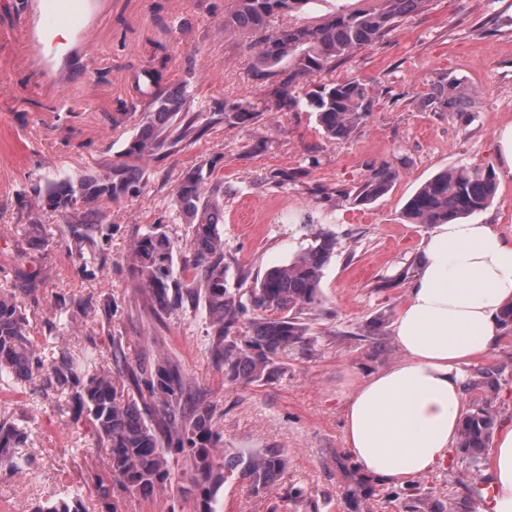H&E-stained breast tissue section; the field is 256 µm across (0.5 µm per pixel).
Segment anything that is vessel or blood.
Listing matches in <instances>:
<instances>
[{
    "instance_id": "obj_1",
    "label": "vessel or blood",
    "mask_w": 512,
    "mask_h": 512,
    "mask_svg": "<svg viewBox=\"0 0 512 512\" xmlns=\"http://www.w3.org/2000/svg\"><path fill=\"white\" fill-rule=\"evenodd\" d=\"M100 5L101 0H32L30 14L6 37L16 49L14 65L28 69L43 89L65 99L66 64L89 47Z\"/></svg>"
}]
</instances>
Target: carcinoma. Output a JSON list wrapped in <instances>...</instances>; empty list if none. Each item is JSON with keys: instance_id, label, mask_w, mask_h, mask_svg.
I'll use <instances>...</instances> for the list:
<instances>
[{"instance_id": "obj_1", "label": "carcinoma", "mask_w": 512, "mask_h": 512, "mask_svg": "<svg viewBox=\"0 0 512 512\" xmlns=\"http://www.w3.org/2000/svg\"><path fill=\"white\" fill-rule=\"evenodd\" d=\"M309 0H236V9L224 19V28L241 34L268 29L282 12L300 9ZM424 0H380L348 13L334 14L318 25L283 29L257 43L253 67L261 72L288 61V78L270 91L275 107L288 110L298 101L285 86L313 76L338 57L365 49L391 32L399 19L419 10ZM169 63L168 55L154 57L152 65L136 78L134 90L147 96L157 87ZM453 83L440 84L429 94L435 108L453 112L462 102ZM307 104L329 141L343 140L372 110L369 85L345 80L307 93ZM155 110L146 113L143 130L112 164V175L82 177L75 183H51L39 195L38 208L68 211L82 204L78 235L93 239L102 229L96 203L112 200L138 186L144 176L140 162L183 141L196 138L198 116L180 95L153 98ZM213 111L224 121L245 124L256 117L254 108L240 102L217 100ZM398 171L383 164L371 171L358 198L369 201L388 191ZM495 192L493 175L479 168L442 172L426 181L406 202L404 217L411 224H445L485 208ZM178 210L189 224L191 238L183 271L185 281L172 277L173 244L164 224H147L138 230L130 251L132 272L148 289L160 312H175L183 301L202 304L213 328L210 351L224 363V379L231 384H271L288 372V359L311 349L315 339L303 312L322 305L323 270L330 261L336 238L325 231L311 234L312 241L288 263L268 269L248 296L226 286L224 237L219 218L224 213L207 187L203 169L188 175L174 189ZM383 320L375 317L364 325V337L377 343L386 339ZM135 393L124 399L118 394L112 370L96 365L87 352L74 357L61 348L49 359L40 355L23 329L22 306L13 289H0V383L13 386L42 376V385L73 390V408L91 424L97 446L108 454L112 478L128 492L151 495L163 488L170 476L167 453L174 448L190 460L192 474L186 496L195 498L197 512H219L218 495L226 483H241L255 496L272 492L285 475L288 459L279 448L236 452L222 463L215 460L221 433L212 424L209 409L200 407L187 419L180 412L184 379L169 359L160 356L148 365L122 368ZM468 389L481 393L466 413L457 443L468 464L465 503L485 500V481L480 477L484 451L493 436L500 389L499 372L479 369L468 379ZM159 419L148 424L147 414ZM28 439L25 428L0 422V470L30 467L23 451ZM405 512H432L429 492L413 487ZM283 496L298 499L306 512H319L311 492L291 488ZM33 512H83L79 493L50 495Z\"/></svg>"}]
</instances>
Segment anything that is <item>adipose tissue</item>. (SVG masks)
<instances>
[{
	"mask_svg": "<svg viewBox=\"0 0 512 512\" xmlns=\"http://www.w3.org/2000/svg\"><path fill=\"white\" fill-rule=\"evenodd\" d=\"M511 300L512 230L435 225L393 323L400 359L355 380L345 402V446L364 473L403 486L446 466L468 408L466 369L501 343ZM486 471L491 512H512V420Z\"/></svg>",
	"mask_w": 512,
	"mask_h": 512,
	"instance_id": "adipose-tissue-1",
	"label": "adipose tissue"
}]
</instances>
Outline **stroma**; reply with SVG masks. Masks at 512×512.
<instances>
[{"label": "stroma", "instance_id": "stroma-1", "mask_svg": "<svg viewBox=\"0 0 512 512\" xmlns=\"http://www.w3.org/2000/svg\"><path fill=\"white\" fill-rule=\"evenodd\" d=\"M235 3L104 0L91 47L73 61L69 90L78 101L90 83L99 95L87 108L65 115L30 71L0 70V95L15 101L12 110L0 112V282L18 290L26 334L45 355L62 347L76 355L90 350L99 365L111 368L117 337L125 364L169 357L188 382L185 415L208 408L227 451L282 449L288 456L284 484L305 486L320 512H352L356 499L363 502L362 512H404L410 488L368 476L349 455L343 406L355 379L400 357L393 340L373 348L361 327L376 316L392 325L408 283L381 289L377 282L417 264L432 230L404 218L409 197L441 172L481 168L492 172L496 191L470 222L512 226V174L497 142L512 124V0H425L380 42L290 86L289 95L301 99L321 84H369L372 111L349 138L335 142L322 136L308 108L275 110L269 92L289 66L280 64L265 79L257 78L251 61L258 35L224 28ZM360 5L361 0H310L278 16L271 28L315 24ZM154 40L166 43L171 56L161 92L191 101L203 132L171 153L146 159V177L137 190L99 201L112 231L91 245L73 236L69 214L38 212L33 203L46 181L101 177L121 160L141 130L144 112L133 110L116 127L107 115L147 67ZM442 75L457 79L470 94L472 102L462 111L437 112L426 105V93ZM217 100L250 103L258 117L240 125L215 119ZM209 162L215 169L208 186L224 204L227 287L237 288L242 275L259 277L288 263L316 230L336 238L321 281L324 305L305 317L314 346L268 385L226 383L223 364L208 349L210 327L202 308L155 312L131 273L137 229L158 223L175 244L172 268L181 273L190 234L173 189ZM383 163L398 170L397 180L375 200L359 201L366 177ZM35 219L45 228L47 246H36L22 232ZM81 256L87 261L83 272ZM87 299L92 309L56 334L61 304ZM479 365L501 368L497 417L511 418L512 327ZM0 419L26 427L33 459L31 469L0 471V512H32L49 494L66 490L81 491L85 512H167L174 497L181 512L196 510L194 499L181 495L190 463L173 451L164 490L144 497L116 485L110 497H102L97 481L110 477V462L87 421L74 418L70 391L2 387ZM465 468L456 454L449 466L422 476L434 491L437 512L464 496ZM222 497L224 512H268L274 502L279 512H298L297 504L280 500L278 493L257 497L241 484L225 486Z\"/></svg>", "mask_w": 512, "mask_h": 512}]
</instances>
